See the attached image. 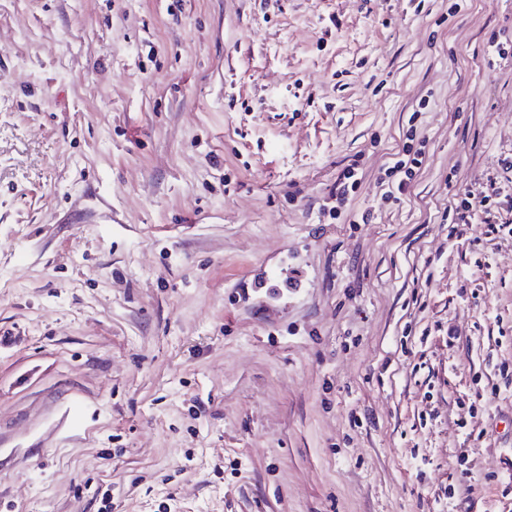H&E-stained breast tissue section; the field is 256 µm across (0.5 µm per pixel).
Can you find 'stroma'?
Returning <instances> with one entry per match:
<instances>
[{
    "label": "stroma",
    "instance_id": "35a3bbf8",
    "mask_svg": "<svg viewBox=\"0 0 512 512\" xmlns=\"http://www.w3.org/2000/svg\"><path fill=\"white\" fill-rule=\"evenodd\" d=\"M449 6L0 0V512H512V0ZM411 145H406L403 149V154L393 166L388 168V187L390 196L394 199H399L400 196L405 195L411 188L412 181L415 175V168L422 164L421 149L413 152ZM357 164H350L346 167L336 180V189L331 193L336 203L342 205L347 200L350 192H355L359 184L357 176ZM477 206L476 201L465 194L464 197H460L458 204L455 207V211L460 222H455L451 225L448 236H454L456 238L462 237L465 228L468 225V217H471L470 212L473 211Z\"/></svg>",
    "mask_w": 512,
    "mask_h": 512
}]
</instances>
